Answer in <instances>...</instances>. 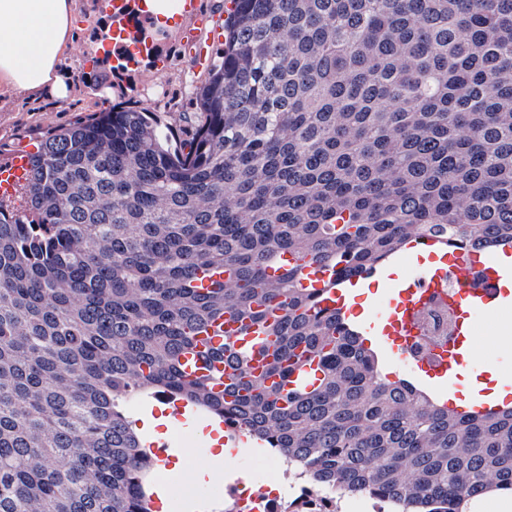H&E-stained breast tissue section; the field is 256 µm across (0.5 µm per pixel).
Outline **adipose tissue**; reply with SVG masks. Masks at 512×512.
Listing matches in <instances>:
<instances>
[{
    "instance_id": "ef3b65f1",
    "label": "adipose tissue",
    "mask_w": 512,
    "mask_h": 512,
    "mask_svg": "<svg viewBox=\"0 0 512 512\" xmlns=\"http://www.w3.org/2000/svg\"><path fill=\"white\" fill-rule=\"evenodd\" d=\"M76 0H0V94L66 98Z\"/></svg>"
}]
</instances>
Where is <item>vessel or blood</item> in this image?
Returning <instances> with one entry per match:
<instances>
[{
  "instance_id": "b4317fda",
  "label": "vessel or blood",
  "mask_w": 512,
  "mask_h": 512,
  "mask_svg": "<svg viewBox=\"0 0 512 512\" xmlns=\"http://www.w3.org/2000/svg\"><path fill=\"white\" fill-rule=\"evenodd\" d=\"M141 5L142 0H110L112 39L127 49L126 55L113 56L115 67L127 64L129 57L142 59L153 53L152 43L140 40L129 21L131 12ZM28 175L29 155L23 148L0 164V199L13 198L27 183ZM399 262L406 267L405 278L390 283L357 318L349 301L366 285V277H351L331 288L327 285L330 271L305 266L299 283L320 292L322 306L335 310L339 317L353 318L354 328L360 335L374 337L403 380L428 389L448 409L485 415L511 407L512 393L499 401L484 391L463 399L458 390L466 384L480 383L486 376L489 358L478 346L481 325L512 319V290L503 285L507 277H512V246L482 260L477 254L453 251L437 239L428 238L410 242ZM434 298L447 303L456 316L455 346L438 356L416 359L407 346L416 334L421 310ZM256 337V332H242L231 316L215 320L195 336L192 348L182 357L187 377L207 379L213 392H223L229 382L225 350L247 351Z\"/></svg>"
}]
</instances>
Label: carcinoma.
Listing matches in <instances>:
<instances>
[{
	"label": "carcinoma",
	"instance_id": "obj_1",
	"mask_svg": "<svg viewBox=\"0 0 512 512\" xmlns=\"http://www.w3.org/2000/svg\"><path fill=\"white\" fill-rule=\"evenodd\" d=\"M176 142L110 109L30 155V215L0 210V512H151L127 407L165 393L375 512H464L512 491V408L445 409L382 375L286 253L368 273L410 239L512 243V0H231ZM224 270L207 291L202 269ZM269 324L276 378L185 377L196 334ZM318 361L312 389L285 388Z\"/></svg>",
	"mask_w": 512,
	"mask_h": 512
}]
</instances>
